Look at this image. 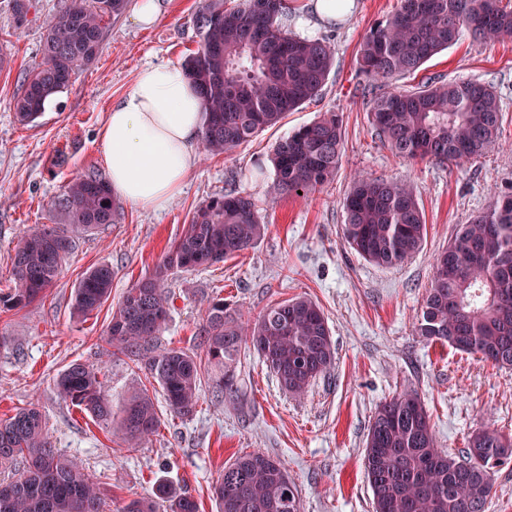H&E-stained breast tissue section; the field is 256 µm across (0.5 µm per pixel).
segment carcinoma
Masks as SVG:
<instances>
[{"label": "carcinoma", "mask_w": 512, "mask_h": 512, "mask_svg": "<svg viewBox=\"0 0 512 512\" xmlns=\"http://www.w3.org/2000/svg\"><path fill=\"white\" fill-rule=\"evenodd\" d=\"M128 0H66L49 18L42 60L26 76L13 110L32 124L99 53L105 18L122 14ZM285 0H202L193 19L198 49L183 69L199 88L204 112L200 142L205 153H227L316 99L333 68L335 50L319 38L284 29ZM495 43L512 37V10L502 0H400L398 10L370 28L358 50L360 71L371 80L369 121L390 151L402 159L461 164L495 146L501 107L492 86L476 81H423L395 85L455 44L463 32ZM343 127L328 113L275 146L270 195L302 194L330 181L339 164ZM64 225L24 234L11 258L14 288L0 294V312L46 296L58 280L79 235L114 224L119 206L107 179L89 171L67 184L57 200ZM343 236L366 261L393 268L415 255L427 234L413 187L358 175L343 199ZM255 203L229 192L192 212L183 234L152 274L127 290L107 326V345L144 365L164 392L170 412L193 414L202 361L182 350H159L155 341L168 316L166 282L174 268L214 265L253 247L265 235ZM112 267L85 272L73 288L71 309L86 316L112 292ZM416 335L479 354L498 368H512V195L471 223L433 257V278L415 323ZM207 363L219 371L215 388L236 396L235 365L252 347L281 388L303 395L325 375L335 348L320 306L301 296L266 309L253 324L214 298L199 328ZM58 396L107 427L117 424L137 447L153 435L160 417L152 398L138 393L117 406L102 368L75 361L55 379ZM512 458V439L485 429L456 455L436 444L430 414L416 390L380 403L365 440L364 467L373 512H486L493 469ZM0 466L18 467L0 483V512H104L99 487L76 458L50 441L37 405L0 420ZM219 512H301L298 489L285 463L262 452L245 453L224 467L214 487ZM198 512L196 501L162 481L152 493L130 500L124 512Z\"/></svg>", "instance_id": "1"}]
</instances>
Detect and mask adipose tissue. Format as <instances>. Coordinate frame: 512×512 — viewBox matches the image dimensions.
<instances>
[{
  "label": "adipose tissue",
  "instance_id": "obj_1",
  "mask_svg": "<svg viewBox=\"0 0 512 512\" xmlns=\"http://www.w3.org/2000/svg\"><path fill=\"white\" fill-rule=\"evenodd\" d=\"M202 112L181 67L146 66L99 132L113 193L135 208L165 209L197 164Z\"/></svg>",
  "mask_w": 512,
  "mask_h": 512
}]
</instances>
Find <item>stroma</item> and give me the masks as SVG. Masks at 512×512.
<instances>
[{
	"mask_svg": "<svg viewBox=\"0 0 512 512\" xmlns=\"http://www.w3.org/2000/svg\"><path fill=\"white\" fill-rule=\"evenodd\" d=\"M288 30L329 39L335 63L320 96L231 152L202 156L183 191L162 211L120 205V220L83 234L53 288L39 301L0 312V419L39 403L55 448L80 461L98 484L105 512H121L161 480L190 494L200 512H217L213 488L225 466L259 451L284 461L303 512H372L364 472V443L376 406L407 390L424 398L439 447L457 453L469 436L489 428L512 437V369L480 356L429 343L414 325L431 285L432 261L460 225L512 194V38L483 44L470 34L434 56L418 74L399 79L407 88L424 77L443 82L478 79L500 100L497 143L485 155L452 166L404 160L375 135L368 118L367 78L357 63L363 35L396 12L399 0H354L346 18L300 27L306 0H286ZM64 0H32L16 19L0 0V293L12 286L11 257L20 237L60 224L55 202L67 183L104 171L98 143L114 99L146 65L182 64L196 51L193 16L199 0H170L157 23L140 28L132 10L105 21L97 58L36 122L24 125L13 99L41 60L47 20ZM343 119L344 140L335 177L307 197L272 198L270 161L276 143L323 113ZM412 184L427 224L418 253L401 266H376L342 237V201L356 173ZM235 191L251 197L267 226L252 248L210 267L175 269L168 276L171 303L159 349L203 356L198 334L203 311L221 296L242 320L253 322L271 305L298 296L322 309L335 344L331 370L304 396L283 391L256 351L242 350L237 399L218 395L202 374L192 416L170 412L159 385L125 356L107 354L106 328L124 294L184 232L190 213L212 197ZM111 265L112 292L90 315L73 316L70 294L90 268ZM100 365L113 400L144 390L161 419L157 432L128 447L89 413L63 401L54 380L71 362Z\"/></svg>",
	"mask_w": 512,
	"mask_h": 512,
	"instance_id": "1",
	"label": "stroma"
}]
</instances>
